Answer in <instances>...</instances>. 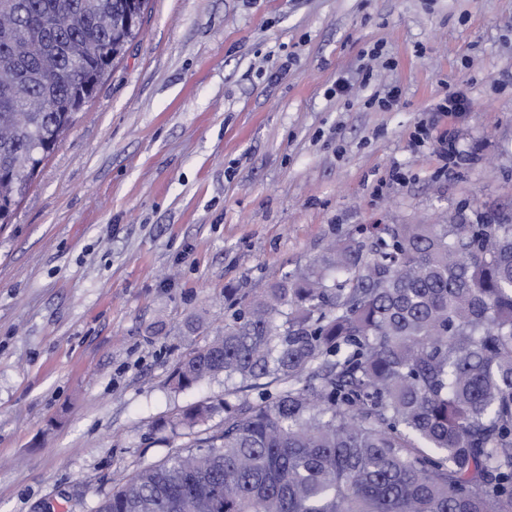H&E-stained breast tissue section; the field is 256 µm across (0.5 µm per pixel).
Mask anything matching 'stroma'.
I'll use <instances>...</instances> for the list:
<instances>
[{"instance_id": "obj_1", "label": "stroma", "mask_w": 512, "mask_h": 512, "mask_svg": "<svg viewBox=\"0 0 512 512\" xmlns=\"http://www.w3.org/2000/svg\"><path fill=\"white\" fill-rule=\"evenodd\" d=\"M340 73L352 93L327 96ZM449 91L469 111L430 117ZM455 214L512 218V0H149L0 226V512H93L177 452L154 425L223 398L169 376L223 328L225 289Z\"/></svg>"}]
</instances>
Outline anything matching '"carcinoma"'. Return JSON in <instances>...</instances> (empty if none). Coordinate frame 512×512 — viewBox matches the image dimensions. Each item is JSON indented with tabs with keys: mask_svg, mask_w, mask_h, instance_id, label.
Returning <instances> with one entry per match:
<instances>
[{
	"mask_svg": "<svg viewBox=\"0 0 512 512\" xmlns=\"http://www.w3.org/2000/svg\"><path fill=\"white\" fill-rule=\"evenodd\" d=\"M85 2L0 0V224L148 4ZM224 294L170 382L238 387L159 420L193 441L94 512H512L511 223L371 224Z\"/></svg>",
	"mask_w": 512,
	"mask_h": 512,
	"instance_id": "cac0c4a2",
	"label": "carcinoma"
}]
</instances>
